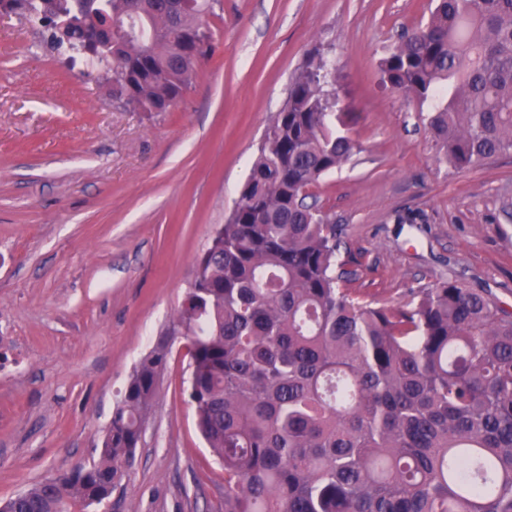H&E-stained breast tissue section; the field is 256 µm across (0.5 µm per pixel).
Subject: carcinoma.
Here are the masks:
<instances>
[{"mask_svg":"<svg viewBox=\"0 0 512 512\" xmlns=\"http://www.w3.org/2000/svg\"><path fill=\"white\" fill-rule=\"evenodd\" d=\"M380 62L429 107L457 172L512 151V0H433ZM55 49L112 25V95L168 112L213 50L212 0H0ZM313 52L288 84L225 223L197 257L176 326L196 428L224 467V512H512V313L455 281L379 305L347 288L343 230L307 192L359 150ZM169 351L134 368L97 460L39 481L13 512L88 509L134 455Z\"/></svg>","mask_w":512,"mask_h":512,"instance_id":"obj_1","label":"carcinoma"}]
</instances>
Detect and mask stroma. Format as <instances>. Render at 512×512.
<instances>
[{"instance_id":"1","label":"stroma","mask_w":512,"mask_h":512,"mask_svg":"<svg viewBox=\"0 0 512 512\" xmlns=\"http://www.w3.org/2000/svg\"><path fill=\"white\" fill-rule=\"evenodd\" d=\"M430 0H221L215 52L168 112H134L102 72L0 20V499L92 462L134 367L170 355L133 463L92 512H224V470L187 402L169 330L232 211L288 83L336 66L359 152L313 188L359 298L455 279L512 313V154L437 162L420 105L379 63Z\"/></svg>"}]
</instances>
